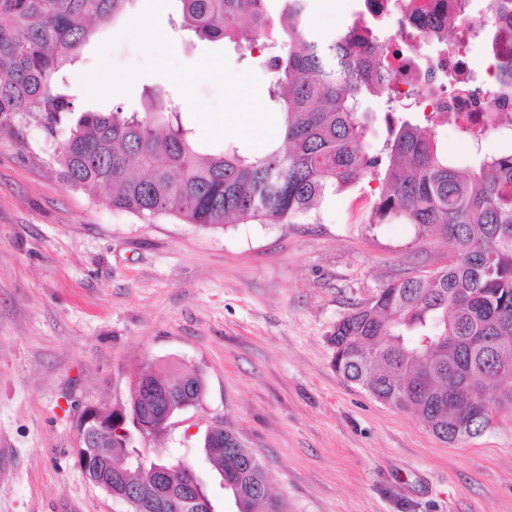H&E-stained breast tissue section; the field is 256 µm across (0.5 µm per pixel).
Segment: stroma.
Wrapping results in <instances>:
<instances>
[{
    "label": "stroma",
    "instance_id": "obj_1",
    "mask_svg": "<svg viewBox=\"0 0 512 512\" xmlns=\"http://www.w3.org/2000/svg\"><path fill=\"white\" fill-rule=\"evenodd\" d=\"M179 9L131 0L98 26L67 71L77 110L138 112L143 88L162 86L204 151H264L280 122L267 72L174 30ZM94 77L107 92H86ZM62 142L29 116L0 126V512H125L77 464L74 423L124 402L149 363L206 383L153 448L194 463L205 433L230 424L288 512H512V407L447 444L332 366L336 322L382 285L440 269L448 240L369 223L363 183L288 224L144 218L71 186Z\"/></svg>",
    "mask_w": 512,
    "mask_h": 512
}]
</instances>
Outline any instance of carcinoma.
Returning a JSON list of instances; mask_svg holds the SVG:
<instances>
[{
  "label": "carcinoma",
  "mask_w": 512,
  "mask_h": 512,
  "mask_svg": "<svg viewBox=\"0 0 512 512\" xmlns=\"http://www.w3.org/2000/svg\"><path fill=\"white\" fill-rule=\"evenodd\" d=\"M131 0H0V124L17 115L38 119L55 135L75 114L76 95L65 65L78 58L95 26L117 19ZM180 27L201 40L259 52L270 80L268 97L281 115L283 146L246 157L232 146L218 154L200 150L183 126L180 109L164 92L146 88L147 116L86 111L70 124L59 155L66 179L114 209L144 216L171 213L189 224L222 228L261 218L282 224L317 209L330 194L367 179L379 183L372 224L402 218L448 238L454 254L427 277L381 287L366 304L336 323L329 342L332 363L345 380L377 401L417 414L446 443L484 432L498 402L474 392L486 378L508 383L512 399V149L483 152L485 129L458 116L455 126L475 157L465 167L448 158L436 135L441 115L424 122L392 115L400 96L398 72L387 57L392 36L378 22L354 13L343 30L325 33L310 23L311 0H178ZM512 0L489 8L480 32L512 27ZM442 82L469 94L453 58L461 42L448 33L423 37ZM497 92H512V60L498 71ZM385 101L386 138L369 153L364 106ZM142 388L124 403L125 432L112 434L100 457L141 455L138 427L147 413L173 403L194 405L205 390L201 376L179 369L140 374ZM224 456L225 493L235 512H288L269 494L259 458L230 427L215 432ZM167 481L181 483L184 469L166 457ZM153 464L132 463L118 478L95 476L112 487L152 484Z\"/></svg>",
  "instance_id": "obj_1"
}]
</instances>
